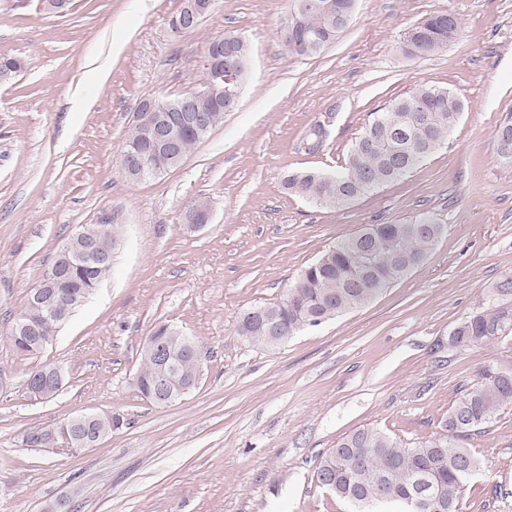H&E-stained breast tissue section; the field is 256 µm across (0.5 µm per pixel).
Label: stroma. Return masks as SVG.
Instances as JSON below:
<instances>
[{"instance_id": "35a3bbf8", "label": "stroma", "mask_w": 512, "mask_h": 512, "mask_svg": "<svg viewBox=\"0 0 512 512\" xmlns=\"http://www.w3.org/2000/svg\"><path fill=\"white\" fill-rule=\"evenodd\" d=\"M182 0H0V56L24 70L0 85V512H348L319 487L321 458L374 427L439 438L485 364L512 360V335L467 348L453 329L512 273V165L497 127L512 116V0H357L320 55H288L289 0H212L191 33ZM447 10L461 35L410 56L405 33ZM249 43L238 107L182 164L129 181L120 156L138 105L203 83L208 42ZM419 85L457 93L458 126L402 179L336 209L283 192L286 173L344 166L371 112ZM336 123L318 153L312 121ZM206 202L210 220L186 219ZM425 215L444 226L427 260L370 304L275 347L237 333L240 313L280 301L307 265L367 224ZM118 227L112 272L39 355L9 340L13 317L78 227ZM162 324L195 337L203 371L169 406L133 385L142 343ZM64 369L38 401L28 373ZM85 411L127 426L92 449L28 448L30 429ZM482 467L463 512H512V406L465 439Z\"/></svg>"}]
</instances>
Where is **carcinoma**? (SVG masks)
Returning a JSON list of instances; mask_svg holds the SVG:
<instances>
[{"label":"carcinoma","mask_w":512,"mask_h":512,"mask_svg":"<svg viewBox=\"0 0 512 512\" xmlns=\"http://www.w3.org/2000/svg\"><path fill=\"white\" fill-rule=\"evenodd\" d=\"M332 7L303 16L297 29L288 30L283 45L291 56L312 57L325 50L322 41L335 39L341 13H354L356 0H330ZM460 36L457 17L447 11L434 13L409 29L404 36L406 51L414 56L442 52ZM463 111L461 98L431 85L418 86L389 102L371 119L352 145L345 166L333 173L315 169L288 172L282 187L288 194L311 201L327 209H336L381 186L401 179L416 169L453 131ZM183 153H189L203 137L189 129L175 130ZM512 120L501 123L496 131L499 156L512 161ZM418 224L425 225L421 231ZM366 247L372 264L366 268L362 255L351 239L340 242L308 265L288 289V305L274 304L269 309L279 320L277 335L286 340L299 331L320 325L344 312L369 304L414 268L424 263L444 235V227L429 217L409 224H370ZM94 235L108 248H114V225L104 221L96 225ZM112 265L91 269L75 267L55 286L53 300L65 317L78 308L109 274ZM43 304L29 308L39 322L37 340L9 337L22 356L36 355L53 341L61 320L42 319ZM512 328V274L505 276L489 293V303L453 330L450 341L458 345L467 339L480 344L507 337ZM237 332L249 342L270 346L264 330L249 325L240 314ZM155 336L165 339L177 357V367L169 371L173 387L184 386L198 373L199 362L193 347L195 338L169 325H161ZM160 361L149 343L141 349L136 372L142 385L154 378ZM512 404V361L482 367L475 386L448 409L444 423L446 434L414 446L377 428H362L336 443L321 458L315 471L320 487L329 489L354 512H462L467 482L480 470V462L468 448L457 445L472 433H481L503 407ZM71 426L70 418L43 427L46 439L28 440L29 447L54 448V437ZM118 424L107 417L89 420L75 427V436L97 431L112 433ZM423 480L432 491L430 506H414L416 486Z\"/></svg>","instance_id":"carcinoma-1"}]
</instances>
